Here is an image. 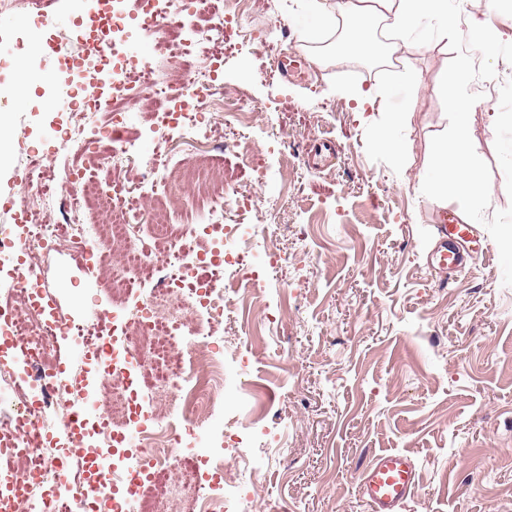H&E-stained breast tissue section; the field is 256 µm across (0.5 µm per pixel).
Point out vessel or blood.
I'll return each mask as SVG.
<instances>
[{
	"label": "vessel or blood",
	"instance_id": "vessel-or-blood-1",
	"mask_svg": "<svg viewBox=\"0 0 512 512\" xmlns=\"http://www.w3.org/2000/svg\"><path fill=\"white\" fill-rule=\"evenodd\" d=\"M436 228L445 237L435 256L437 266L443 271L459 268L464 261L459 245L476 240V228L444 214L438 217ZM416 482L411 458L399 450H385L375 454L362 470L358 492L370 512H400Z\"/></svg>",
	"mask_w": 512,
	"mask_h": 512
}]
</instances>
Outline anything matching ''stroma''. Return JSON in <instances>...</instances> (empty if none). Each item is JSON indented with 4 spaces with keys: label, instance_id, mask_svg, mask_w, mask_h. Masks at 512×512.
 I'll return each mask as SVG.
<instances>
[{
    "label": "stroma",
    "instance_id": "35a3bbf8",
    "mask_svg": "<svg viewBox=\"0 0 512 512\" xmlns=\"http://www.w3.org/2000/svg\"><path fill=\"white\" fill-rule=\"evenodd\" d=\"M75 6L59 0L63 20L42 35L69 38L80 64L94 56V26ZM448 16L455 32L447 42L438 40L437 18L405 32L399 70L418 75L411 85L379 59L360 73L333 61L316 66L317 45L298 41L303 0H241L230 32L234 50L219 41L210 47L223 60L224 80L211 86L214 106L201 114L207 137L157 133L118 174L147 197L145 165L154 157L174 170L212 158L251 198L250 212L225 209V223L273 226L274 234L250 244L287 256L254 288L231 274L218 278L235 311L194 321L219 355L257 346L230 424L246 435L261 420L276 445L242 451L252 461L239 464L237 474L252 494L236 512H368L359 476L384 449L404 451L417 467L419 484L401 512H512V258L497 245L512 219V181L504 174L512 129L498 119L512 111V0L498 4L489 55L459 38L468 14L456 0ZM8 17L12 50L0 78L19 94L5 101L0 126L19 135L25 149L54 153L58 170L67 171L80 159L51 128L77 115L42 98L63 71L38 64L20 73L18 60L35 53L32 18L22 10ZM283 59L294 66L291 77L277 69ZM368 87L379 94L378 109H361L348 97ZM452 95L475 103L468 140L483 160L480 178L489 193L469 221L487 250L467 248L463 265L441 275L429 264L438 242L433 218L455 213L457 203L430 194L429 149L452 132ZM244 100L259 107L253 123H226L225 113ZM392 112L406 115L398 160L374 146ZM235 140L257 150L258 165L228 150ZM36 271L62 317L91 330L100 313L111 312L105 267L68 245L43 252ZM46 360L79 387L97 390L89 415L110 409L111 390L99 388L72 339H61ZM218 447L231 462L242 453L225 448L221 432L209 428L196 453Z\"/></svg>",
    "mask_w": 512,
    "mask_h": 512
}]
</instances>
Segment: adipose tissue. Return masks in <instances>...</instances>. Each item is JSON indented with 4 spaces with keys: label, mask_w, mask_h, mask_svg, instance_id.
I'll use <instances>...</instances> for the list:
<instances>
[{
    "label": "adipose tissue",
    "mask_w": 512,
    "mask_h": 512,
    "mask_svg": "<svg viewBox=\"0 0 512 512\" xmlns=\"http://www.w3.org/2000/svg\"><path fill=\"white\" fill-rule=\"evenodd\" d=\"M307 14V21L298 25L301 43L321 41L341 27L354 38L337 43L338 53L367 57L378 52L390 57L399 53L401 33L416 20L446 16L447 0H308ZM382 20L387 23V41L378 45L372 35ZM447 106L454 133L451 139L432 146L431 191L439 199L454 195L460 212L468 214L481 208L487 194L478 180L481 160L467 143L471 103L452 97Z\"/></svg>",
    "instance_id": "obj_1"
}]
</instances>
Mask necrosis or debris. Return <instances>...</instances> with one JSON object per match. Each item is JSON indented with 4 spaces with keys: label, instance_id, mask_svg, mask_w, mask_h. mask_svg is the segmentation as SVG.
<instances>
[{
    "label": "necrosis or debris",
    "instance_id": "obj_1",
    "mask_svg": "<svg viewBox=\"0 0 512 512\" xmlns=\"http://www.w3.org/2000/svg\"><path fill=\"white\" fill-rule=\"evenodd\" d=\"M239 0H138L137 13H129L125 0H109L98 9L97 51L85 70L70 71L66 95L80 98L88 122H98L92 99L82 96L86 81L103 82L112 97V110L101 124L102 134L88 142L76 130H59V137L76 144L77 155L96 167H119L139 150L138 140L128 138L134 115L131 103L146 94L152 113L144 135L176 129L188 137L203 135L198 116L210 105L208 83L218 81L221 62L210 57L207 46L224 38V26L236 15ZM137 20L140 35H162L165 65L156 68L133 66L120 54L130 20ZM54 159L46 154L28 156L20 182L40 189L46 202L62 201L78 207L97 202L107 221L74 234L68 225L46 229L41 212L23 208L22 198H13L21 209L20 223L0 229V389L20 394L18 417L0 424V440L12 442L17 462L12 472L26 481L24 496L16 512H161L160 505L173 479L193 488L192 512H226L230 502L247 497L234 469L223 452L210 455L214 473L224 478L223 486L198 477L193 461L172 471L173 448L191 447L197 428L212 417L207 392L231 381V369L216 356L208 341L195 346L191 358L176 352L175 346L187 323L170 314L179 296L190 294L208 317L223 316L228 307L223 292L214 288L212 273L227 270L259 280L264 265L238 250L235 240L254 235L250 224L224 221L223 202L236 210L247 209L248 196L229 182L209 181L191 173L189 181L203 188V208L194 222L170 223L162 210L154 212L153 234L148 245L136 238L134 219L145 207L143 197L128 191L123 180L112 182L111 190L100 192L91 172L82 166L68 169L57 178ZM210 238L208 249L197 251L192 239ZM69 242L80 258L94 257L98 263L109 259V246L119 245L121 272L112 279V302L116 308H130L128 324L100 325L94 335H83L79 325L57 315L50 292L40 280L21 278L12 261L17 256L33 260L36 251ZM160 280L153 295L142 298L143 281L152 275ZM81 337V349L103 377L112 380L125 397L118 415H101L77 422L75 400L82 393L65 377L63 370L45 359L59 338ZM175 398L182 424L177 430L145 427L143 397L156 390ZM53 412L67 440L98 436L111 440L113 447H127L123 467L124 489H117L113 472L100 471L94 460L83 461V474H62L68 459L61 445L46 435L45 412Z\"/></svg>",
    "mask_w": 512,
    "mask_h": 512
}]
</instances>
